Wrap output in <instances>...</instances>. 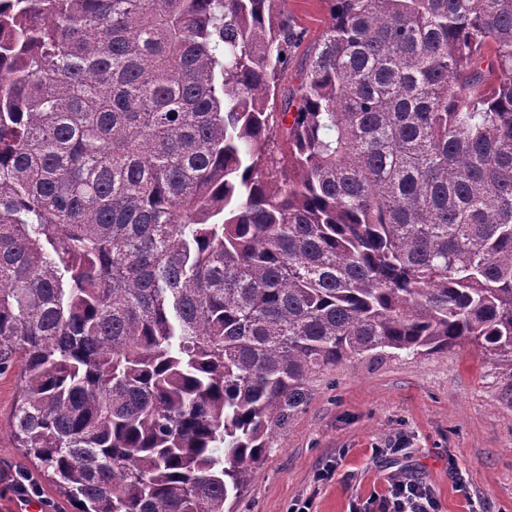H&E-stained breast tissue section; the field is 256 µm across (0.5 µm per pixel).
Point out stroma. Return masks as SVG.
Masks as SVG:
<instances>
[{"label":"stroma","instance_id":"1","mask_svg":"<svg viewBox=\"0 0 512 512\" xmlns=\"http://www.w3.org/2000/svg\"><path fill=\"white\" fill-rule=\"evenodd\" d=\"M17 369L0 372V475H32L34 501L73 512L12 437ZM335 466L333 480L320 470ZM396 477L426 483L441 512H512V363L464 340L445 352H373L315 376L276 427L231 512H348Z\"/></svg>","mask_w":512,"mask_h":512}]
</instances>
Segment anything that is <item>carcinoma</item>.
Returning <instances> with one entry per match:
<instances>
[{"label": "carcinoma", "instance_id": "obj_1", "mask_svg": "<svg viewBox=\"0 0 512 512\" xmlns=\"http://www.w3.org/2000/svg\"><path fill=\"white\" fill-rule=\"evenodd\" d=\"M286 2L0 0V369L75 512H226L345 359L512 358V0ZM288 11L307 29V40H313L321 34L329 21L327 8L323 0H287Z\"/></svg>", "mask_w": 512, "mask_h": 512}]
</instances>
